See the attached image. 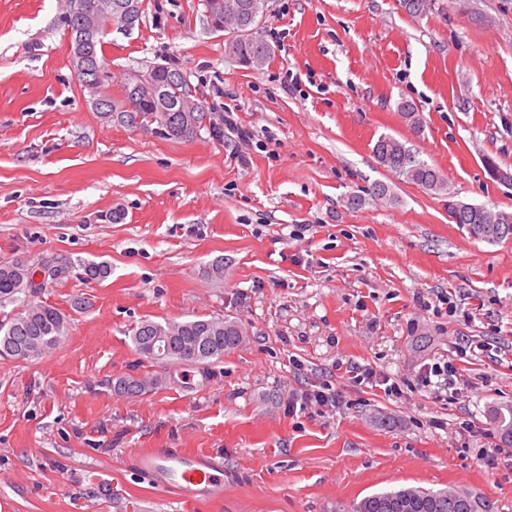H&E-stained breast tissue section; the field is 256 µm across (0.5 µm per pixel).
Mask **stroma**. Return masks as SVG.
I'll return each mask as SVG.
<instances>
[{"label":"stroma","instance_id":"obj_1","mask_svg":"<svg viewBox=\"0 0 512 512\" xmlns=\"http://www.w3.org/2000/svg\"><path fill=\"white\" fill-rule=\"evenodd\" d=\"M141 6L139 26L106 38L112 82L178 65L210 108L191 139L92 110L67 50L70 0H0V263H66L35 299L70 319L41 357L0 360V512H345L407 486L512 512V458L477 455L489 407L512 403V240L478 241L448 219L452 195L512 210V186L483 166L512 171V0H433L415 17L402 0H266L275 55L259 70L225 55L201 0ZM289 71L301 92H285ZM228 109L256 144L215 136ZM382 135L435 166L446 191L381 167ZM377 182L392 202L370 197ZM83 262L111 274L85 281ZM446 293L456 313L433 309ZM212 317L248 339L208 366L151 363L131 342L145 319ZM446 361L460 372L453 400L421 382ZM351 363L397 379L401 397L353 383ZM146 373L159 389L106 385ZM327 383L340 408L291 412ZM464 421L475 433L463 440ZM161 448L222 461L223 499L160 495L137 459Z\"/></svg>","mask_w":512,"mask_h":512}]
</instances>
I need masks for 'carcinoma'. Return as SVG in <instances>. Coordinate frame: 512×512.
I'll use <instances>...</instances> for the list:
<instances>
[{
  "instance_id": "cac0c4a2",
  "label": "carcinoma",
  "mask_w": 512,
  "mask_h": 512,
  "mask_svg": "<svg viewBox=\"0 0 512 512\" xmlns=\"http://www.w3.org/2000/svg\"><path fill=\"white\" fill-rule=\"evenodd\" d=\"M230 1L241 5L240 14L243 19L241 24L232 23L226 29L225 55L244 66L260 69L270 61L274 53L273 47L259 34V19L264 14L266 0H224L226 3ZM147 72L154 75L156 84L162 90L161 94L151 98H134L123 83L118 92L114 93L110 83L96 81L93 72L85 74L79 84L88 91L90 101L107 102L111 109L108 118L114 122L171 140H189L196 136L209 109L204 101H199L198 113L193 122L179 111L183 97L191 93L188 81L180 80L182 69L175 65H158L148 68ZM391 143L395 145V159L386 164L388 171L426 190H447L439 170L392 136L382 135L377 139L373 147L374 156H379L382 149ZM478 217L480 223L489 225V228L483 233L471 232L477 240L496 244L512 239V211L492 212L485 208ZM81 268L83 278L87 281L104 280L111 274L110 266L103 262H84ZM30 271L29 265L22 266L16 261L0 264V303L16 305L9 318L0 321V358L3 360L35 359L57 346L68 331L69 319L63 311L32 300L39 285L31 280ZM243 333L245 328L241 324L224 318L164 323L144 320L135 327L132 342L140 353L150 336H176L178 340L168 354L169 362L182 365L188 351L196 348L202 340L211 352L191 362L194 366L223 359L224 353L238 347L237 338ZM121 380L128 384L129 390L140 395L155 390L159 385V380L148 374L123 376ZM488 418L502 442L512 446V433L505 431L501 425V420L505 418L512 421V404L491 406ZM404 492L428 501L448 496L446 490L401 488L367 496L353 503L351 512H387L386 503Z\"/></svg>"
}]
</instances>
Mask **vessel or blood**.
Here are the masks:
<instances>
[{
    "label": "vessel or blood",
    "instance_id": "obj_1",
    "mask_svg": "<svg viewBox=\"0 0 512 512\" xmlns=\"http://www.w3.org/2000/svg\"><path fill=\"white\" fill-rule=\"evenodd\" d=\"M138 467L159 489L183 502L209 492L224 495V468L208 455L180 449L149 451L139 456Z\"/></svg>",
    "mask_w": 512,
    "mask_h": 512
}]
</instances>
